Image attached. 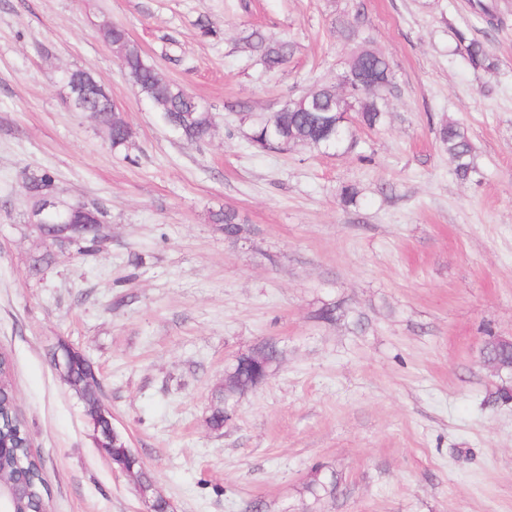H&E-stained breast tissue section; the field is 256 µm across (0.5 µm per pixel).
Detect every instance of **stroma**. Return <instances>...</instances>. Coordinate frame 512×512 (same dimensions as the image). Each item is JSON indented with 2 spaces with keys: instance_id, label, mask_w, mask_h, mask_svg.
Listing matches in <instances>:
<instances>
[{
  "instance_id": "stroma-1",
  "label": "stroma",
  "mask_w": 512,
  "mask_h": 512,
  "mask_svg": "<svg viewBox=\"0 0 512 512\" xmlns=\"http://www.w3.org/2000/svg\"><path fill=\"white\" fill-rule=\"evenodd\" d=\"M485 2L496 29L474 0H0V352L50 512H144L53 365L62 342L94 366L173 512H512V400L490 399L512 377L480 356L512 338V0ZM358 9L395 70L386 125L350 153L250 146L247 113L343 71L357 44L333 21ZM104 21L211 112L204 139L159 121ZM254 29L293 42L286 64L253 56ZM460 32L496 70L456 52ZM79 68L127 146L68 108L62 79ZM449 119L476 148L466 181L436 139ZM37 169L105 210L95 251H52L31 226L22 182ZM222 208L247 227L238 242L210 220ZM327 305L342 318L319 319ZM265 340L279 363L212 430L225 366ZM317 464L336 492L307 502Z\"/></svg>"
}]
</instances>
